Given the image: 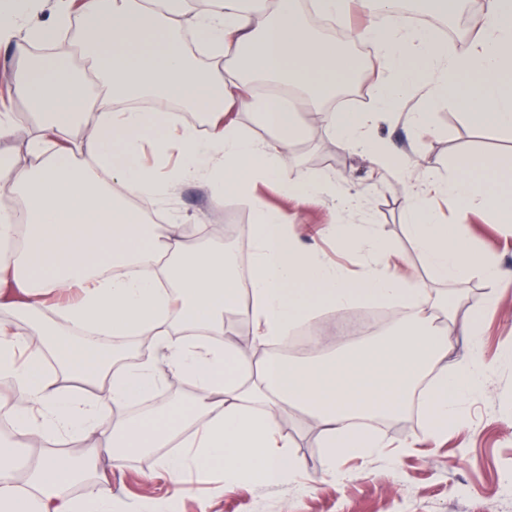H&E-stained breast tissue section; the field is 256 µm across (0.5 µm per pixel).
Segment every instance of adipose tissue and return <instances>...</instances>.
I'll return each instance as SVG.
<instances>
[{"instance_id":"ef3b65f1","label":"adipose tissue","mask_w":512,"mask_h":512,"mask_svg":"<svg viewBox=\"0 0 512 512\" xmlns=\"http://www.w3.org/2000/svg\"><path fill=\"white\" fill-rule=\"evenodd\" d=\"M184 0H55L53 21L28 23L30 0H0V39H15L18 54L51 31H61L74 10L89 24L83 46L102 95L90 96L83 74L69 69L66 47L37 62H23L14 89L39 102L43 125L29 145L30 163L20 168L0 154V281L26 293L13 319L0 320V378L26 398L10 408V441L0 444V512H118L108 477L97 459L114 462L159 449L156 466L173 478V489L147 512H176L189 488L179 479L204 464L224 472L225 486L248 479L277 484L292 478L297 461L277 420L296 407L323 431L321 446L337 480L336 463L368 457L386 447L378 432L359 428L371 416L394 415L416 403L425 434L447 436L461 416L459 398L485 387L479 349L449 365L441 304L419 280L390 270L385 250L366 224L333 227L339 248L359 253L354 276L321 255L298 247L299 215L266 208L257 184L273 183L285 194L297 184L281 175L284 155L301 133L300 101L322 108V121L349 149L402 173L409 158L380 154L368 129L372 115L329 112L336 89L320 82L338 64L335 41L314 34L316 21L345 15L349 0H311L301 16L296 0H274L269 13L249 0H212L185 16ZM371 12L391 23L369 30L391 78L377 90L384 111L403 91L429 87L428 105L456 97L469 122L480 129L512 131V0H487L475 18L471 49L449 54L425 29L403 30L394 17L397 0H367ZM191 24L212 51L214 65L192 58L181 32ZM175 97L208 113L206 134L180 123L174 112L131 108L145 97ZM254 107L265 137L229 120L228 112ZM88 131L76 146L88 162L77 165L47 143L65 138L78 118ZM159 159L141 161L144 145ZM179 161L164 163L170 152ZM451 176L428 175L433 192L448 198L461 215L478 210L497 224H512V161L483 153L454 159ZM184 181L204 183L216 203L234 194L249 204L253 252L251 286L240 293L234 258L223 248H191L180 224H149L129 198L163 201ZM21 194L26 219L18 221L13 194ZM406 232L435 280L477 278L496 289L512 275L485 253L466 245L459 225L435 219L427 194L408 195ZM365 300L397 303L401 318L388 341L325 360L319 338L316 357L277 356L255 360L254 352L288 341L293 328L324 308L344 311ZM245 304L252 347L228 344L224 314ZM52 323L42 343L28 329ZM105 336H132L163 353L162 361L113 358ZM54 362L55 376L44 366ZM189 380L193 394L165 415L116 421L114 407L163 386L168 377ZM86 384L83 392L62 388L59 378ZM50 436L94 438L84 455L45 447ZM180 452H171L172 444ZM40 447L24 484L15 474L21 448ZM88 480L83 498L70 485Z\"/></svg>"}]
</instances>
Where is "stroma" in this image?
<instances>
[{
    "instance_id": "35a3bbf8",
    "label": "stroma",
    "mask_w": 512,
    "mask_h": 512,
    "mask_svg": "<svg viewBox=\"0 0 512 512\" xmlns=\"http://www.w3.org/2000/svg\"><path fill=\"white\" fill-rule=\"evenodd\" d=\"M379 15L352 6L338 29L328 30L327 38H340L355 60L362 96L331 105L336 112H368L374 106L377 77L381 73L378 55L364 57V29L379 25ZM425 93L410 89L400 94L388 112L377 115L371 137L391 154L410 155L424 172L445 171L453 157L466 152H484L512 158V132L481 131L472 127L457 103L433 110L431 129L415 130L408 120L419 109ZM304 135L284 160L282 175L301 183L306 175L321 174L345 180L361 201L360 213L342 210L328 200L284 196L271 184H258L255 195L267 206L289 213H300L302 222L295 232L304 248L322 252L343 271L358 270V256L340 253L329 235L333 224H356L367 220L380 235L393 262L412 279L424 280L431 294L450 305L455 315H464L470 304L483 299L488 285L479 279L445 283L428 278L421 260L413 253L405 232L403 214L406 190L411 179L377 168L371 158L352 151L334 138L311 108L302 112ZM173 221L195 224H251V210L234 197L223 205L211 202L202 183H181L171 200ZM437 219L443 224L460 223L467 242L485 250L504 269L512 271V231L474 212L459 222L456 210L446 198L434 199ZM350 311H325L310 324L326 353L365 344V337L345 338L335 332L337 318H350ZM449 363L469 356L472 343H479L486 365L487 389L468 398L462 420L450 430L447 441L438 443L425 437L417 410L411 409L372 422L373 430L385 434L388 448L366 458H346L339 467L347 472L344 483H337L325 464L319 446L321 427L300 409L288 408L279 421L291 451L299 462L294 478L262 485L242 482L215 494L223 486L224 474L210 467L194 473V490L182 497L177 512H480L490 504L492 512H512V291L499 293L495 304L483 314V334L478 340L461 335L448 325ZM156 452L129 456L121 465L100 457L98 467L108 470L112 494L120 512H143L145 505L165 498L172 487L170 477L157 474Z\"/></svg>"
}]
</instances>
